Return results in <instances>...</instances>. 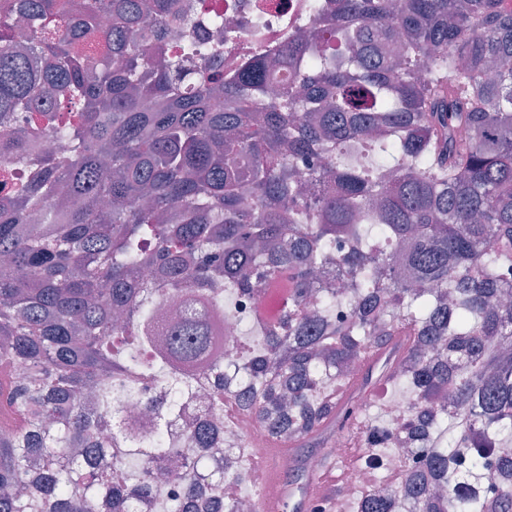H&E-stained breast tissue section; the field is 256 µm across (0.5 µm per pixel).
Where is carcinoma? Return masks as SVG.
<instances>
[{"mask_svg": "<svg viewBox=\"0 0 512 512\" xmlns=\"http://www.w3.org/2000/svg\"><path fill=\"white\" fill-rule=\"evenodd\" d=\"M307 12L275 53L253 22L240 64L172 41L184 0L0 6V512H236L202 498L224 486V396L271 443L322 447L382 382L415 400L418 512H512V0ZM46 133L70 152L35 158ZM329 266L346 278L314 285ZM276 284L288 308L246 324L228 393L225 293Z\"/></svg>", "mask_w": 512, "mask_h": 512, "instance_id": "carcinoma-1", "label": "carcinoma"}]
</instances>
